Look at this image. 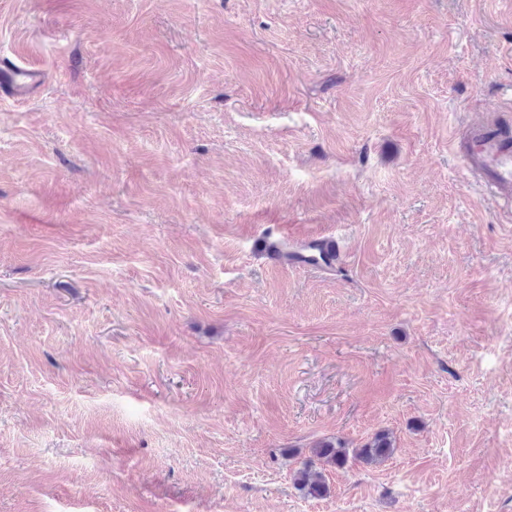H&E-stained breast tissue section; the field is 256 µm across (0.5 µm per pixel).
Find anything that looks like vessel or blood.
<instances>
[{
  "label": "vessel or blood",
  "mask_w": 512,
  "mask_h": 512,
  "mask_svg": "<svg viewBox=\"0 0 512 512\" xmlns=\"http://www.w3.org/2000/svg\"><path fill=\"white\" fill-rule=\"evenodd\" d=\"M42 81V71L21 59L0 69V84L20 100L27 99ZM464 164L485 181L493 197L512 206V136L494 133L489 124L473 126Z\"/></svg>",
  "instance_id": "b4317fda"
}]
</instances>
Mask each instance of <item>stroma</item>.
Here are the masks:
<instances>
[{"instance_id": "35a3bbf8", "label": "stroma", "mask_w": 512, "mask_h": 512, "mask_svg": "<svg viewBox=\"0 0 512 512\" xmlns=\"http://www.w3.org/2000/svg\"><path fill=\"white\" fill-rule=\"evenodd\" d=\"M0 58L45 75L0 94V512H512V207L460 152L512 0H0ZM300 242L299 246L315 245L321 250L329 259V265H334L340 258L336 239L330 234L324 233H311L297 238ZM336 251V257H335ZM393 452L394 441L386 431L374 433L363 445L351 451L339 440L318 441L311 448V456L294 472V486L303 497L324 498L329 493L324 474L326 467L345 466L350 453L354 459L366 465L378 466L385 463Z\"/></svg>"}]
</instances>
